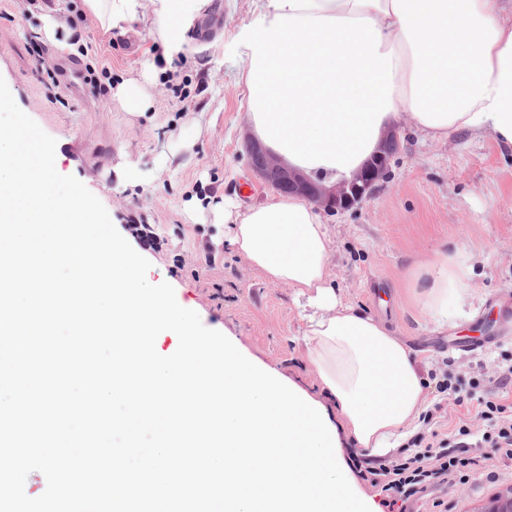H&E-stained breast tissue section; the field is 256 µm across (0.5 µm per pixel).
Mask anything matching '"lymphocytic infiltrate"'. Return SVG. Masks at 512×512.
<instances>
[{
    "label": "lymphocytic infiltrate",
    "mask_w": 512,
    "mask_h": 512,
    "mask_svg": "<svg viewBox=\"0 0 512 512\" xmlns=\"http://www.w3.org/2000/svg\"><path fill=\"white\" fill-rule=\"evenodd\" d=\"M480 379L462 385L459 378L443 374L434 389L440 399H452L455 405L473 407L486 423L477 439V447L488 454L512 458V355L504 356L499 367L495 392L478 395ZM436 409L421 414L422 430L403 443L398 453L384 460H365L360 474L382 498L387 512H405L403 503L429 487L447 484L449 479L465 477L474 463L468 455L467 439L473 431L468 421H461L452 436L436 428Z\"/></svg>",
    "instance_id": "lymphocytic-infiltrate-1"
}]
</instances>
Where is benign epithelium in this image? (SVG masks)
I'll list each match as a JSON object with an SVG mask.
<instances>
[{"instance_id": "1", "label": "benign epithelium", "mask_w": 512, "mask_h": 512, "mask_svg": "<svg viewBox=\"0 0 512 512\" xmlns=\"http://www.w3.org/2000/svg\"><path fill=\"white\" fill-rule=\"evenodd\" d=\"M398 141L397 132L386 136L382 153L348 178L326 187L307 176L281 165L263 146L249 140L244 148L255 171L276 190L296 192L327 212H339L353 208L370 197L379 183L389 178V160ZM480 512H512V488L494 494Z\"/></svg>"}]
</instances>
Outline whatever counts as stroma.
<instances>
[{
	"instance_id": "35a3bbf8",
	"label": "stroma",
	"mask_w": 512,
	"mask_h": 512,
	"mask_svg": "<svg viewBox=\"0 0 512 512\" xmlns=\"http://www.w3.org/2000/svg\"><path fill=\"white\" fill-rule=\"evenodd\" d=\"M224 27L176 60L150 20L104 31L86 18L82 0H54L25 13L19 0H0V78L16 104L50 136L64 174L80 180L107 209L131 246L151 263L148 280L170 283L177 301L203 325L226 335L251 362L321 398L291 288L268 280L224 241V211L257 206L273 190L251 167L243 138L250 121L236 82L240 38L255 22L252 0H208ZM65 27L45 35L47 18ZM42 48L52 68L78 65L105 85L136 84L145 112L124 111L117 97L68 91L38 70ZM188 84L173 97L160 75ZM400 146L391 177L362 205L325 214L333 246L330 267L340 299L385 321L411 351L421 375H481L494 389L497 366L512 353V321L500 320L493 297L512 292V147L463 133L432 141L399 114ZM146 224L152 245L129 228ZM446 254L474 268L469 297L448 321L421 315L412 270ZM512 487V460H478L467 481H450L409 503V512H478Z\"/></svg>"
}]
</instances>
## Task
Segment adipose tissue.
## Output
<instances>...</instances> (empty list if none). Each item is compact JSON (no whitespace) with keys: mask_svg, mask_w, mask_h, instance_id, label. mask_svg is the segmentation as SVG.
I'll return each instance as SVG.
<instances>
[{"mask_svg":"<svg viewBox=\"0 0 512 512\" xmlns=\"http://www.w3.org/2000/svg\"><path fill=\"white\" fill-rule=\"evenodd\" d=\"M208 0H83L112 29L147 6L165 54L181 50ZM241 39L252 132L271 152L335 181L377 153L399 113L425 137L462 132L512 146V15L503 0H256ZM224 239L267 279L305 300L306 336L323 394L347 437L384 455L425 405L409 349L382 320L342 303L329 268L332 239L318 208L278 194L225 211ZM469 276L455 258L419 264L422 311L447 319Z\"/></svg>","mask_w":512,"mask_h":512,"instance_id":"adipose-tissue-1","label":"adipose tissue"}]
</instances>
